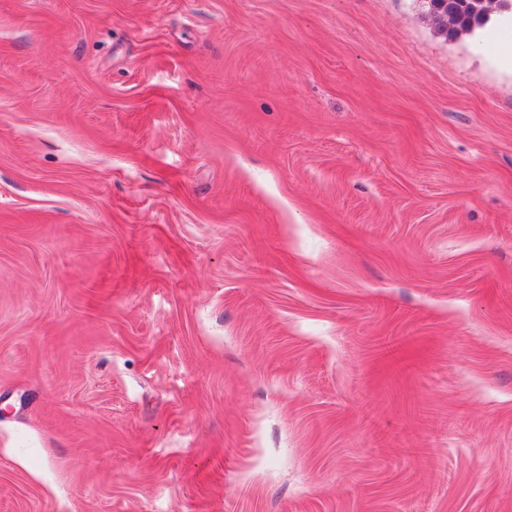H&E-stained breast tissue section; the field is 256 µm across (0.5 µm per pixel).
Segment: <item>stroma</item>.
<instances>
[{
  "mask_svg": "<svg viewBox=\"0 0 512 512\" xmlns=\"http://www.w3.org/2000/svg\"><path fill=\"white\" fill-rule=\"evenodd\" d=\"M0 512H512V18L0 0Z\"/></svg>",
  "mask_w": 512,
  "mask_h": 512,
  "instance_id": "stroma-1",
  "label": "stroma"
}]
</instances>
